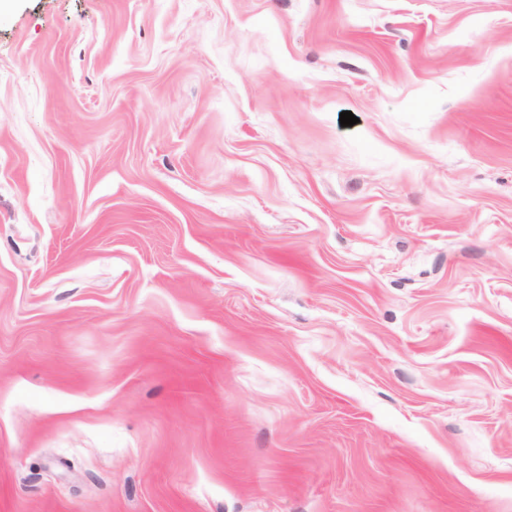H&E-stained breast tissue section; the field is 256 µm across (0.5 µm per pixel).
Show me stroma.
Masks as SVG:
<instances>
[{
    "instance_id": "1",
    "label": "stroma",
    "mask_w": 512,
    "mask_h": 512,
    "mask_svg": "<svg viewBox=\"0 0 512 512\" xmlns=\"http://www.w3.org/2000/svg\"><path fill=\"white\" fill-rule=\"evenodd\" d=\"M0 512H512V0H15Z\"/></svg>"
}]
</instances>
